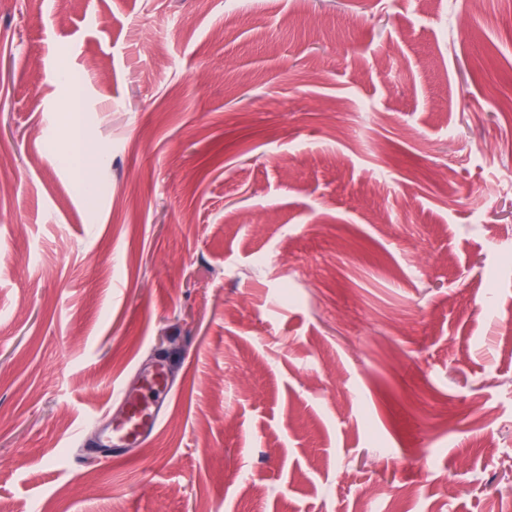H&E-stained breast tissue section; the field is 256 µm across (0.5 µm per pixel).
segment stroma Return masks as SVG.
I'll return each mask as SVG.
<instances>
[{"label":"stroma","mask_w":512,"mask_h":512,"mask_svg":"<svg viewBox=\"0 0 512 512\" xmlns=\"http://www.w3.org/2000/svg\"><path fill=\"white\" fill-rule=\"evenodd\" d=\"M511 324L512 0H0V512H512ZM170 391L167 370L161 362L142 374L137 392L120 387L122 412L104 428L100 445L119 453L144 442L158 428Z\"/></svg>","instance_id":"35a3bbf8"}]
</instances>
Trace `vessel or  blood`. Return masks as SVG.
Segmentation results:
<instances>
[{"mask_svg":"<svg viewBox=\"0 0 512 512\" xmlns=\"http://www.w3.org/2000/svg\"><path fill=\"white\" fill-rule=\"evenodd\" d=\"M169 394L167 370L161 363L142 374L137 392L119 388L122 412L104 428L101 446L119 453L144 442L158 428Z\"/></svg>","mask_w":512,"mask_h":512,"instance_id":"b4317fda","label":"vessel or blood"}]
</instances>
